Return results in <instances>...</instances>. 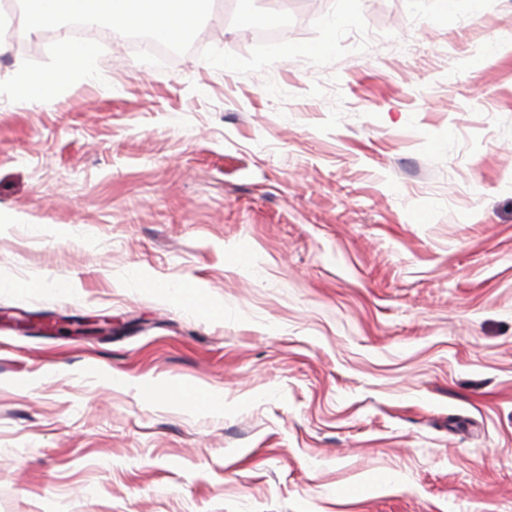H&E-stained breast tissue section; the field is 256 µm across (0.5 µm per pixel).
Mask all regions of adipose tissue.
<instances>
[{
	"mask_svg": "<svg viewBox=\"0 0 512 512\" xmlns=\"http://www.w3.org/2000/svg\"><path fill=\"white\" fill-rule=\"evenodd\" d=\"M32 27L81 16L122 29L150 28L177 39L192 28L208 0H21Z\"/></svg>",
	"mask_w": 512,
	"mask_h": 512,
	"instance_id": "obj_1",
	"label": "adipose tissue"
}]
</instances>
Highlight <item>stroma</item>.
<instances>
[{
  "label": "stroma",
  "mask_w": 512,
  "mask_h": 512,
  "mask_svg": "<svg viewBox=\"0 0 512 512\" xmlns=\"http://www.w3.org/2000/svg\"><path fill=\"white\" fill-rule=\"evenodd\" d=\"M197 37L93 29L42 105L58 27L0 55V309L115 327L0 323V512H512V0H226ZM199 284L175 283L163 287V293L170 301L187 306H203L213 314H222L223 306L220 301L204 298L200 294ZM183 402L204 411H224V396L212 389L187 388L183 390Z\"/></svg>",
  "instance_id": "stroma-1"
}]
</instances>
